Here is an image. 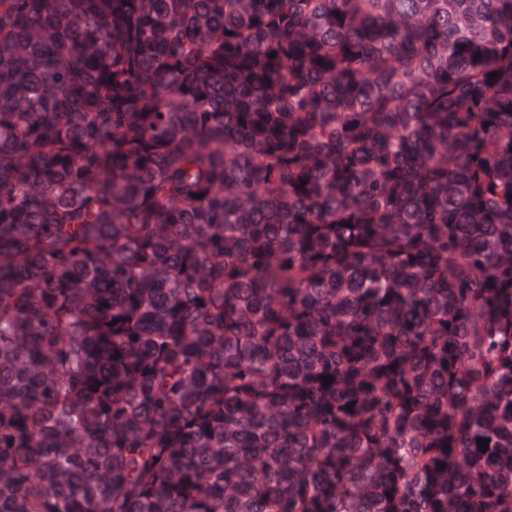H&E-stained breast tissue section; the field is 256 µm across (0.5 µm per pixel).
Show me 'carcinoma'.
<instances>
[{
    "label": "carcinoma",
    "mask_w": 512,
    "mask_h": 512,
    "mask_svg": "<svg viewBox=\"0 0 512 512\" xmlns=\"http://www.w3.org/2000/svg\"><path fill=\"white\" fill-rule=\"evenodd\" d=\"M0 512H512V0H0Z\"/></svg>",
    "instance_id": "carcinoma-1"
}]
</instances>
